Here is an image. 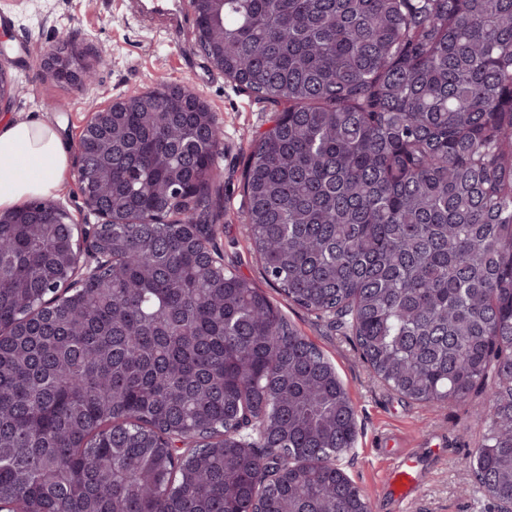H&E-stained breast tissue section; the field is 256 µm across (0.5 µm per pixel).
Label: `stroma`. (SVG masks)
<instances>
[{"mask_svg": "<svg viewBox=\"0 0 512 512\" xmlns=\"http://www.w3.org/2000/svg\"><path fill=\"white\" fill-rule=\"evenodd\" d=\"M71 35L92 36L110 50L96 66L93 89H75L38 68L39 56ZM0 48L6 53L0 66L20 88L10 107L0 112V123L17 118L49 121L70 151L97 105L147 87L150 78L161 76L198 92L224 128V218L216 245L225 263L260 279L241 214V178L245 159L256 137L268 128L273 108L210 66L195 44L192 13H185L176 32L168 20L144 24L135 0H0ZM267 294L298 332L324 352L348 390L358 435L345 472L372 512H497L478 492L473 477L475 450L484 432L473 409L483 393L472 392L466 402L444 408L408 401L366 368L344 329L332 320L316 319L275 289ZM404 459L416 473L417 490L402 505L388 495L385 476Z\"/></svg>", "mask_w": 512, "mask_h": 512, "instance_id": "35a3bbf8", "label": "stroma"}]
</instances>
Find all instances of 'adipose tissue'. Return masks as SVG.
<instances>
[{"label": "adipose tissue", "mask_w": 512, "mask_h": 512, "mask_svg": "<svg viewBox=\"0 0 512 512\" xmlns=\"http://www.w3.org/2000/svg\"><path fill=\"white\" fill-rule=\"evenodd\" d=\"M67 167V150L49 123L13 120L1 125L0 210L53 198Z\"/></svg>", "instance_id": "1"}]
</instances>
